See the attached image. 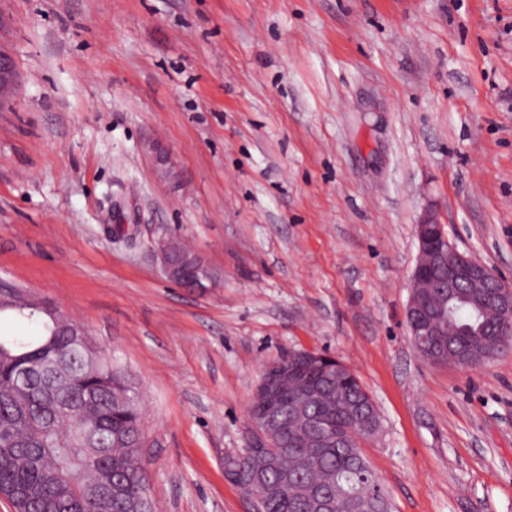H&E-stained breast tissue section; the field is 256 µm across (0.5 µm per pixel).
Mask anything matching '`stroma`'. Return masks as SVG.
Masks as SVG:
<instances>
[{
    "instance_id": "35a3bbf8",
    "label": "stroma",
    "mask_w": 512,
    "mask_h": 512,
    "mask_svg": "<svg viewBox=\"0 0 512 512\" xmlns=\"http://www.w3.org/2000/svg\"><path fill=\"white\" fill-rule=\"evenodd\" d=\"M0 47V277L132 382L153 512H250L224 456L302 349L377 403L393 512H512V350L435 367L405 316L429 211L512 283V0H0ZM15 63L11 55L0 48V101L10 95L15 82ZM156 254L162 266L165 275L183 288L195 289L202 287L195 275L202 261L199 257L191 260H175L172 257L171 250L163 240H160L156 247Z\"/></svg>"
}]
</instances>
